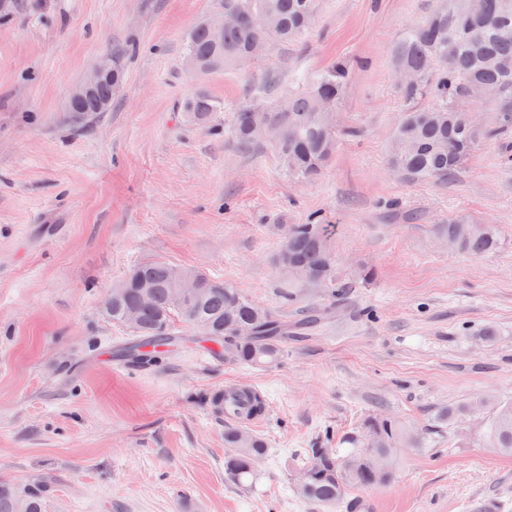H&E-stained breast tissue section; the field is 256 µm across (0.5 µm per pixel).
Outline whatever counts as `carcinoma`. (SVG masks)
Masks as SVG:
<instances>
[{
  "mask_svg": "<svg viewBox=\"0 0 512 512\" xmlns=\"http://www.w3.org/2000/svg\"><path fill=\"white\" fill-rule=\"evenodd\" d=\"M320 0H224V11L240 21L224 28V39L215 40L207 21L199 22L186 39L187 62L195 72L227 70L253 58L269 40L288 42L302 37L316 20ZM129 46L112 52V81L99 83L81 104L88 118L73 121L87 128L112 101L121 86L124 55ZM398 67L413 73L416 81L402 85L411 106L395 128L388 158L390 169L410 183H446L471 156L480 138L491 139L496 130H483L468 121L462 104L479 98L492 100L500 112L501 126L512 125V0H484L482 11H470L468 0H446L421 23L409 28L395 49ZM347 73L334 64L318 73L302 92L263 111L251 108L235 113L232 134L249 145L263 138L266 125L279 128L274 144L293 178H319L334 153L336 127L333 113L319 111L325 102L333 109L342 96ZM220 105L198 94L183 105L186 118L199 127L211 122ZM339 225L312 213L303 224L291 225V235L274 258L279 271L293 285L321 284L338 288L331 242ZM436 236L461 253L487 254L498 244L489 224L450 220L435 225ZM195 283L179 303L171 292L176 276ZM150 287L144 302L142 287ZM179 318L224 349V360L255 367H272L283 356L288 337L312 328L320 320L312 313L288 330L269 309L239 289L201 270L179 267L166 260L149 259L138 264L112 286L111 320L141 338L133 355L144 358L168 344L171 321ZM462 415L480 418L478 442L512 455V402L479 399L448 408L443 419L454 422ZM373 439L372 451L364 439ZM349 448H311L301 460L297 494L321 508L354 512L352 492L392 478L398 450L418 440L402 422L372 416L360 431L345 437ZM224 472L236 484L255 479L267 448L259 435L232 426L224 431ZM46 491L41 486L20 489L0 484V512H45Z\"/></svg>",
  "mask_w": 512,
  "mask_h": 512,
  "instance_id": "carcinoma-1",
  "label": "carcinoma"
}]
</instances>
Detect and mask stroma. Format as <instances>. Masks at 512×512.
Masks as SVG:
<instances>
[{
	"label": "stroma",
	"mask_w": 512,
	"mask_h": 512,
	"mask_svg": "<svg viewBox=\"0 0 512 512\" xmlns=\"http://www.w3.org/2000/svg\"><path fill=\"white\" fill-rule=\"evenodd\" d=\"M439 4L321 0L300 40L195 75L186 36L224 0H14L0 20V482L44 485L46 512H321L293 484L306 449L327 433L341 447L381 414L424 443L401 450L390 482L354 491L371 512H512V456L477 445L479 422L440 418L512 401V127L445 184L388 166L407 107L395 48ZM126 45L111 111L67 125L72 89ZM335 63L349 78L320 179L289 178L267 141L238 145L235 112ZM199 93L222 105L208 129L181 117ZM313 212L340 227L338 297L289 287L273 263L282 225ZM451 218L494 226L497 249L449 250L434 227ZM150 258L224 279L288 324L313 309L326 320L266 369L226 362L181 323L154 361L134 362L101 302ZM234 385L267 401L253 430L268 455L249 487L224 473L212 405Z\"/></svg>",
	"instance_id": "stroma-1"
}]
</instances>
